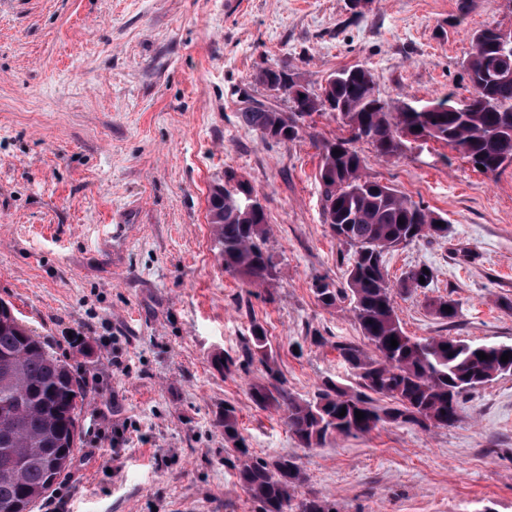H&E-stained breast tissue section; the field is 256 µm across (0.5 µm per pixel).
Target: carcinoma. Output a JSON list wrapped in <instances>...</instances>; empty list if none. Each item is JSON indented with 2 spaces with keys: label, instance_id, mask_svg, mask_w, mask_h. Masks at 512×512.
Instances as JSON below:
<instances>
[{
  "label": "carcinoma",
  "instance_id": "obj_1",
  "mask_svg": "<svg viewBox=\"0 0 512 512\" xmlns=\"http://www.w3.org/2000/svg\"><path fill=\"white\" fill-rule=\"evenodd\" d=\"M486 27L473 34L475 51L464 68L469 82V111L455 112L445 104L454 93L414 105L374 97L369 69L354 66L328 79L327 103L316 105L300 97L297 74L283 68L261 69L258 80L284 95L289 112L253 105L240 112L249 128L271 132L277 142L299 136L316 113L345 110L350 119L348 139H324L319 179L326 223L347 247L350 311L371 346L369 355L356 345L338 343L336 350L350 366L355 386L331 378L314 396L300 398L270 363L271 345L264 329L253 325L246 356L265 367L268 383L255 384L250 395L257 407L282 412L288 432L305 448L322 447L341 436H364L386 421L424 430L449 427L459 420L460 397L498 376L512 374V344L473 343L437 336L415 339L405 334L394 308L396 292L427 288L434 272L427 265L409 269L398 286L388 280L386 255L425 237H444L448 220L398 192L366 178L367 162L350 147L363 140L376 156L399 154L419 137L459 152L482 173L496 175L512 161V79L500 81L493 71H512V54L502 55L486 37ZM339 153H334V150ZM254 192L233 170L215 184L208 198L214 228L215 256L224 271L251 286L272 280L276 267L264 250L268 221L245 209V195ZM443 225L438 226L436 222ZM424 283H419L420 279ZM312 291L325 308L341 300V291L326 277H315ZM451 311H445V307ZM433 314L444 322L458 315L457 303L439 299ZM398 346L390 347V339ZM487 358L482 360L478 352ZM88 386L69 365L55 356L40 337L25 328L13 308L0 300V512H33L36 503L70 466L81 440L79 416ZM386 405L379 404L382 399ZM346 411L345 416L339 412ZM364 413L357 419L355 411ZM224 429V449L240 486L258 502L261 512H335L328 500L300 498L306 474L288 455L264 459L253 455L239 431L235 407L224 405L217 418Z\"/></svg>",
  "mask_w": 512,
  "mask_h": 512
}]
</instances>
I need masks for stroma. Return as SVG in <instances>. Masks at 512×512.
I'll return each instance as SVG.
<instances>
[{
  "instance_id": "stroma-1",
  "label": "stroma",
  "mask_w": 512,
  "mask_h": 512,
  "mask_svg": "<svg viewBox=\"0 0 512 512\" xmlns=\"http://www.w3.org/2000/svg\"><path fill=\"white\" fill-rule=\"evenodd\" d=\"M512 31V0H0V300L87 383L83 438L34 512H260L224 464L216 423L235 407L254 455L296 456L299 496L337 512H512V375L464 394L458 422L386 423L305 448L249 387L267 379L242 346L264 328L293 394L348 384L335 346H366L348 301L319 304L314 277L347 281V251L322 208L316 140L348 137L314 116L299 138L239 119L289 102L256 80L285 67L312 89L368 68L386 100L465 97L471 35ZM357 149L366 176L448 219V235L391 251L425 289L396 294L410 336L512 344V164L497 175L434 142L393 157ZM254 187L277 275L253 288L215 257L207 197L225 170ZM126 228L116 232V219ZM455 300L453 323L431 300ZM232 356L219 372L214 354Z\"/></svg>"
}]
</instances>
